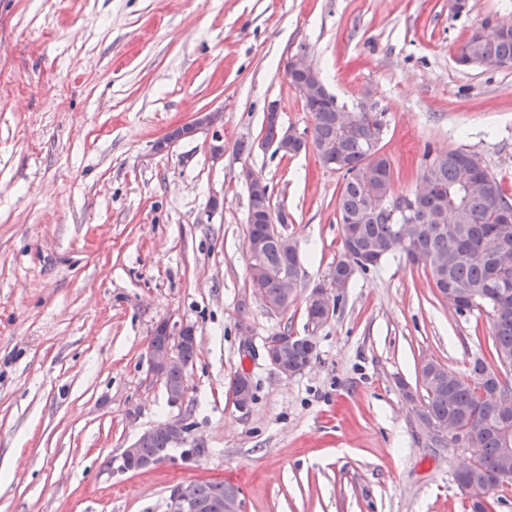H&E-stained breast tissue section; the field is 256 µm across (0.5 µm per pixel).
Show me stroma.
Here are the masks:
<instances>
[{
	"label": "stroma",
	"instance_id": "stroma-1",
	"mask_svg": "<svg viewBox=\"0 0 512 512\" xmlns=\"http://www.w3.org/2000/svg\"><path fill=\"white\" fill-rule=\"evenodd\" d=\"M469 4L0 0V512H165L171 486L199 480L237 487L243 512H469L467 455L432 445L399 385L418 387L425 359L463 373L488 355L486 313L456 311L396 252L356 273L303 373L244 357L239 333L306 335L307 294L341 250L340 175L256 146L269 104L312 126L285 71L298 47L339 103L384 112L393 196L463 148L512 199V67L453 60L475 22H512V0ZM218 108L219 131L155 152ZM246 168L300 256L282 313L247 297ZM168 316L196 328L181 412L207 453L121 473L111 458L174 413L147 362ZM241 369L245 410L227 393Z\"/></svg>",
	"mask_w": 512,
	"mask_h": 512
}]
</instances>
